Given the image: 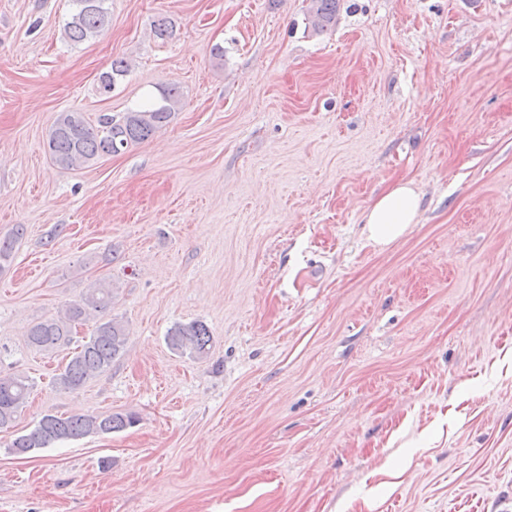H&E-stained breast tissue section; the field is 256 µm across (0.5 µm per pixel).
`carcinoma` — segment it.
Returning a JSON list of instances; mask_svg holds the SVG:
<instances>
[{
  "mask_svg": "<svg viewBox=\"0 0 512 512\" xmlns=\"http://www.w3.org/2000/svg\"><path fill=\"white\" fill-rule=\"evenodd\" d=\"M74 11L65 24L64 35L72 43L93 39L109 25L107 0H72ZM339 0H311L312 25L321 32L336 24ZM129 71L123 58L112 60L111 69L99 78L102 93L112 92L118 80ZM182 105L179 88L169 86L161 91L160 102L145 110L124 113L116 118L103 115L98 124L89 123L82 113L60 112L56 116L48 139L53 163L66 170L78 169L98 159L139 144L167 125ZM112 285L94 284L72 303L64 316L33 324L28 330V343L40 351L53 353L71 344L73 327L93 314L100 315L88 340L82 342L54 378V383L69 391L81 389L90 379L108 371L120 358L126 345L122 323L104 314L112 309ZM212 338L208 327L194 321L177 324L167 335L169 347L182 354L201 357L208 352ZM30 384L18 376H0V428L10 426L29 395ZM135 415L114 413L106 417L93 415L43 416L29 432L16 436L10 448L17 455L51 448L68 440L92 434H110L136 424Z\"/></svg>",
  "mask_w": 512,
  "mask_h": 512,
  "instance_id": "cac0c4a2",
  "label": "carcinoma"
}]
</instances>
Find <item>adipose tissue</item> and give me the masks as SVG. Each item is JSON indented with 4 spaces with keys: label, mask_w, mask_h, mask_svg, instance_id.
Returning a JSON list of instances; mask_svg holds the SVG:
<instances>
[{
    "label": "adipose tissue",
    "mask_w": 512,
    "mask_h": 512,
    "mask_svg": "<svg viewBox=\"0 0 512 512\" xmlns=\"http://www.w3.org/2000/svg\"><path fill=\"white\" fill-rule=\"evenodd\" d=\"M420 206L414 183L397 182L366 210L363 224L367 240L383 247L400 239L411 224L417 223Z\"/></svg>",
    "instance_id": "adipose-tissue-1"
}]
</instances>
